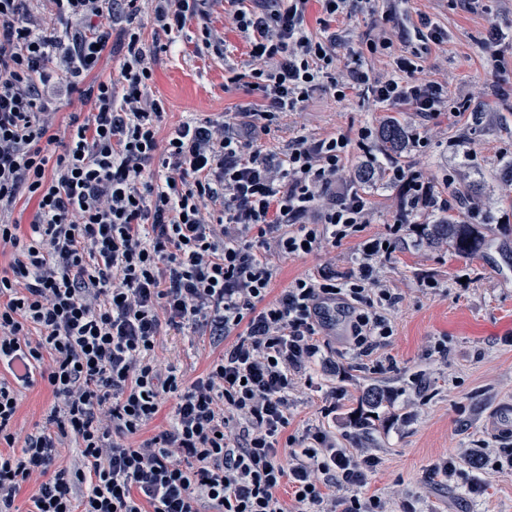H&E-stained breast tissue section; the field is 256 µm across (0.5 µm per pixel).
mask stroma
<instances>
[{
	"label": "stroma",
	"instance_id": "35a3bbf8",
	"mask_svg": "<svg viewBox=\"0 0 512 512\" xmlns=\"http://www.w3.org/2000/svg\"><path fill=\"white\" fill-rule=\"evenodd\" d=\"M425 16L439 27L442 42L419 41ZM137 21L156 51L151 92L164 108L161 131L188 117L220 120L258 103L248 87V39L225 20L222 7H212L206 18H190L169 35L157 31L149 13ZM307 23L313 35L326 26L339 34L337 82L346 80L348 63L357 59L371 79H386L397 54L416 51L423 79L447 87L448 110L419 119L406 104L388 105L361 89L340 98L323 85L301 112L260 134V144L277 152L300 134L345 135L343 177L371 202L370 222L360 236L280 261L275 290L324 266L345 274L360 241L388 236L401 189L360 180L369 153L421 174L435 195L450 201L448 218L468 220L465 201L481 200L485 211L475 220L485 245L478 256L464 258L451 245L433 248L403 229L393 253L377 264L383 287L400 297L385 311L393 326L388 344L369 357L357 354L346 342L345 309L333 312L320 360L289 393L287 433L299 439L321 427L335 433L337 447L378 457L361 493L380 497L385 512H512V473L493 465L506 443L484 426L494 407L512 402V0H371L363 12L338 18L311 0ZM208 29L223 33V45L205 47ZM493 29L499 39L491 65L484 42ZM384 37L391 48L371 50V42ZM390 116L416 132L421 146L386 151L376 132ZM365 127L375 135L362 148L358 133ZM169 348L191 378L220 353L206 338L173 336ZM370 385L390 390L392 397L369 436L356 444L346 420ZM330 399L336 408L328 414ZM451 458L454 472L441 475Z\"/></svg>",
	"mask_w": 512,
	"mask_h": 512
}]
</instances>
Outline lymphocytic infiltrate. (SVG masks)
<instances>
[{
  "label": "lymphocytic infiltrate",
  "mask_w": 512,
  "mask_h": 512,
  "mask_svg": "<svg viewBox=\"0 0 512 512\" xmlns=\"http://www.w3.org/2000/svg\"><path fill=\"white\" fill-rule=\"evenodd\" d=\"M22 2L0 0V246L13 250L0 269V512H15L30 481L31 512H384L379 497L357 493L374 455L337 447L321 428L299 448L284 431L288 394L321 351L330 304L346 307L359 354L392 336L379 312L396 301L379 285L385 240L362 241L347 276L324 268L273 294L272 255L357 237L370 206L336 184L345 136L298 135L279 153L255 141L322 86L337 34L309 32V0H223L249 39L261 103L164 134L149 93L153 55L132 25L138 0H47L53 27ZM150 2L170 33L216 0ZM115 33L123 64L97 79ZM418 70L400 55L393 76L374 81L357 63L336 94L364 87L426 118L447 89L414 80ZM72 97L91 110L55 134L51 108ZM390 172L406 188L405 216L446 210L417 173ZM23 197L36 203L26 233L12 218ZM170 330L223 351L187 378L165 355ZM37 378L54 403L26 434L19 396ZM163 411L167 427L141 439ZM69 447L78 463L62 460Z\"/></svg>",
  "instance_id": "1"
}]
</instances>
